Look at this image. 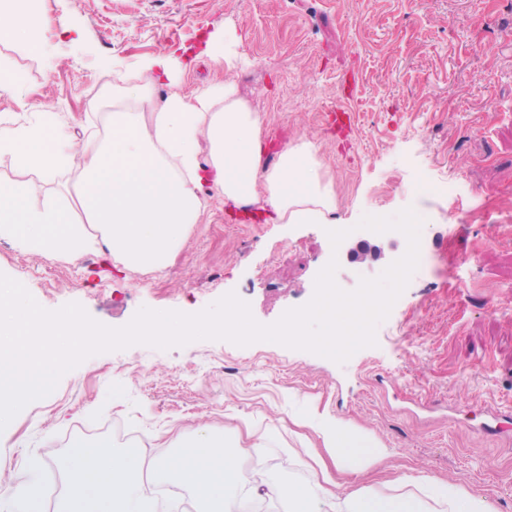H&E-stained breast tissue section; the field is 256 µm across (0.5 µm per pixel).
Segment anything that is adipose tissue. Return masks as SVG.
Masks as SVG:
<instances>
[{
	"mask_svg": "<svg viewBox=\"0 0 512 512\" xmlns=\"http://www.w3.org/2000/svg\"><path fill=\"white\" fill-rule=\"evenodd\" d=\"M35 3L0 0L1 45L42 53L44 26ZM175 66L166 51L142 61L129 95L150 103V111L114 108L103 135L86 128L68 132L41 101L35 123L0 124V155L10 156L22 173L0 181V231L30 251L80 253L99 246L131 268L162 272L200 223V193L206 186L221 202L268 208L287 224L326 223L335 204L308 145L284 149L275 168H263L262 118L237 98L233 82L173 90L154 100L156 86L172 79ZM203 140L210 146L204 162L198 151ZM78 156L84 159L77 192L81 215L53 197L33 202L31 176L52 179ZM259 184L264 193L256 192ZM295 417L319 435L337 472L365 474L387 456L377 439L343 418L307 409ZM144 464L137 445L116 453L103 443L81 444L61 464L67 490L54 512H153L142 486ZM238 470L237 453L227 451L215 430L202 426L183 450L157 465L155 476L197 500L220 503L223 512H237L244 495ZM400 481L415 485L416 493L365 488L343 497L326 472L311 485H283L274 493L286 502L287 512H423L426 502L435 512H493L481 492L434 475H404ZM0 512H45L38 475L28 474L1 492Z\"/></svg>",
	"mask_w": 512,
	"mask_h": 512,
	"instance_id": "adipose-tissue-1",
	"label": "adipose tissue"
}]
</instances>
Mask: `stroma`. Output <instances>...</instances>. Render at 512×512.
I'll list each match as a JSON object with an SVG mask.
<instances>
[{
  "instance_id": "1",
  "label": "stroma",
  "mask_w": 512,
  "mask_h": 512,
  "mask_svg": "<svg viewBox=\"0 0 512 512\" xmlns=\"http://www.w3.org/2000/svg\"><path fill=\"white\" fill-rule=\"evenodd\" d=\"M39 10L49 21L42 55L0 45V65L18 81L0 94V122L34 120L44 100L66 126L106 131L142 58L191 56L177 82L234 81L264 120L266 167L285 146L310 144L333 217L351 230L335 249L325 225L245 224L241 209L205 190L202 223L161 274L98 249L26 251L1 235L0 273L42 307L76 302L120 327L143 307L196 313L232 291L270 324L312 298L330 258L345 290L400 258L401 233L357 224L407 207L424 220L431 270L412 275L376 346L341 365L278 344L211 340L92 356L0 431V478L38 470L52 512L59 462L77 443L136 444L151 461L173 452L159 434L187 439L208 425L243 446L264 437L260 458L241 461L243 484L255 474L308 483L332 459L290 418L306 405L388 452L375 473L343 475L342 494L427 471L512 512V0H41ZM213 35L234 70L204 55ZM349 74L356 130L340 135L328 114ZM362 240L383 258L351 260Z\"/></svg>"
}]
</instances>
